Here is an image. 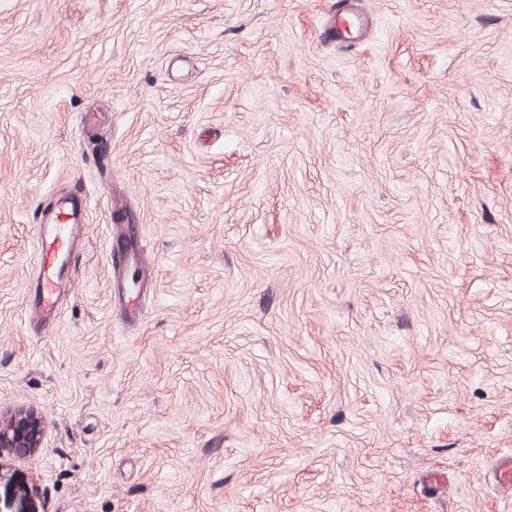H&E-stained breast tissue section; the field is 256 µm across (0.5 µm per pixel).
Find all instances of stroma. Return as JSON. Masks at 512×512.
I'll use <instances>...</instances> for the list:
<instances>
[{
    "mask_svg": "<svg viewBox=\"0 0 512 512\" xmlns=\"http://www.w3.org/2000/svg\"><path fill=\"white\" fill-rule=\"evenodd\" d=\"M332 3L0 0V411L43 430L0 512H512V0H364L347 49ZM75 193L34 338L35 217ZM35 228L37 272L25 285V325L44 336L61 320L73 294L75 258L88 239L86 202L63 199L38 213ZM109 236V288L113 313L128 323H136L142 313L146 293L142 281H135L134 269L145 270L148 260L140 247L139 224H112ZM139 243V244H138Z\"/></svg>",
    "mask_w": 512,
    "mask_h": 512,
    "instance_id": "obj_1",
    "label": "stroma"
}]
</instances>
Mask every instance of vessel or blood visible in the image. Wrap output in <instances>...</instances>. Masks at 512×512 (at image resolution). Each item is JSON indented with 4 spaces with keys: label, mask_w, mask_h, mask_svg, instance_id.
Masks as SVG:
<instances>
[{
    "label": "vessel or blood",
    "mask_w": 512,
    "mask_h": 512,
    "mask_svg": "<svg viewBox=\"0 0 512 512\" xmlns=\"http://www.w3.org/2000/svg\"><path fill=\"white\" fill-rule=\"evenodd\" d=\"M366 21L356 0H338L330 32L340 43L361 37ZM37 272L25 285V325L46 335L61 320L73 294L74 261L88 239L87 209L71 197L39 212L35 226ZM138 224L113 225L109 236V288L113 313L126 323L137 322L146 293L133 272L146 269L148 260L139 245Z\"/></svg>",
    "instance_id": "vessel-or-blood-1"
}]
</instances>
